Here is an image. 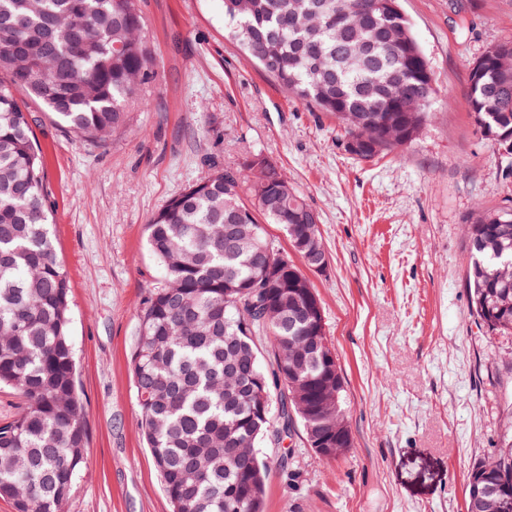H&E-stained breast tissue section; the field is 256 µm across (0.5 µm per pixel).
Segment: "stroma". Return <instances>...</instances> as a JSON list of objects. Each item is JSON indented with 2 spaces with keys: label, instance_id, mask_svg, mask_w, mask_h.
Instances as JSON below:
<instances>
[{
  "label": "stroma",
  "instance_id": "obj_1",
  "mask_svg": "<svg viewBox=\"0 0 512 512\" xmlns=\"http://www.w3.org/2000/svg\"><path fill=\"white\" fill-rule=\"evenodd\" d=\"M156 56L105 145L38 106L57 256L89 428L69 512H171L140 428L138 313L164 281L151 217L213 168L272 160L314 209L328 258L309 272L345 377L353 446L338 460L302 428L264 456L267 512H465L468 472L512 420V339L481 327L466 285L477 206L512 200V165L465 106L468 66L512 38V0H401L435 80L407 147L355 159L326 113L290 98L224 34L218 0H138Z\"/></svg>",
  "mask_w": 512,
  "mask_h": 512
}]
</instances>
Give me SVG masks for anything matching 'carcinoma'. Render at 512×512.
<instances>
[{
  "mask_svg": "<svg viewBox=\"0 0 512 512\" xmlns=\"http://www.w3.org/2000/svg\"><path fill=\"white\" fill-rule=\"evenodd\" d=\"M384 0H222L224 29L293 99L336 118L361 161L411 143L435 94L401 10ZM137 0H0V386L23 410L0 424V497L16 512H68L86 467L88 428L70 334L67 272L51 235L44 162L23 99L65 131L102 142L155 76ZM472 63L466 106L492 146L512 139V39ZM296 253L322 240L318 217L258 154L216 170L150 220L165 272L139 311L132 357L140 427L174 512H264L270 462L260 451L302 426L336 436L345 419L318 296L263 224ZM238 224L233 242L224 225ZM467 288L486 330L512 335V207L478 208L468 225ZM270 364L263 365L260 340ZM230 448H245L234 457ZM512 493V434L467 477Z\"/></svg>",
  "mask_w": 512,
  "mask_h": 512,
  "instance_id": "obj_1",
  "label": "carcinoma"
}]
</instances>
